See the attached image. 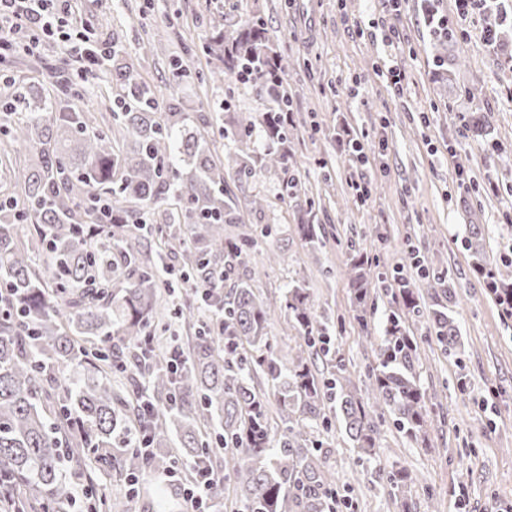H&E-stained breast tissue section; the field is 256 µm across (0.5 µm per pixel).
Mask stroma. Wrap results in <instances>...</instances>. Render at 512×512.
<instances>
[{"instance_id": "35a3bbf8", "label": "stroma", "mask_w": 512, "mask_h": 512, "mask_svg": "<svg viewBox=\"0 0 512 512\" xmlns=\"http://www.w3.org/2000/svg\"><path fill=\"white\" fill-rule=\"evenodd\" d=\"M95 37L125 45L142 78L181 111L207 105L260 122L264 91L234 76L202 85L195 72L219 67L217 56L198 52L213 25L246 17L264 21L277 49L288 54L286 89L297 125L288 141L287 169L264 170L232 183L245 221L226 225L230 235L249 234L251 266L263 269L256 288L278 307L288 285L304 282L318 320L327 327L338 357L364 396L374 353L351 306L347 255L366 251L385 278L373 314L389 308L395 276L440 275L454 290L449 304L461 332L450 350L424 344L420 383L433 398L425 441H412L389 417L377 421L392 460L408 468L407 494L414 512H512V318L473 275L462 246L465 225L489 228L487 252L499 265L512 263V70L499 52L485 49L481 26L458 19L455 0H403L400 12L385 0H71ZM448 18L466 37L457 48L462 66L439 71L430 45L427 9ZM161 38L163 55L138 50L149 36ZM70 44L47 40L32 53L0 59V72L23 83L38 78L52 87L62 72L79 68ZM181 64L189 80L170 87ZM406 79L395 92L386 65ZM484 115L482 131L469 129L472 113ZM358 140L362 158L346 150ZM468 175L458 184L457 171ZM368 182L370 196L357 203L353 182ZM266 198L264 212L250 209ZM320 224L318 248L298 227ZM281 254L269 264V254ZM164 276L174 284L169 307L180 308L171 331L190 351L202 323L212 322L180 273L181 261L164 257ZM267 336L280 354L300 338L287 313L269 324ZM327 458L349 512H398L385 477L362 465L340 421L329 433Z\"/></svg>"}]
</instances>
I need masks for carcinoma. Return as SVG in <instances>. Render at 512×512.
I'll return each instance as SVG.
<instances>
[{
	"mask_svg": "<svg viewBox=\"0 0 512 512\" xmlns=\"http://www.w3.org/2000/svg\"><path fill=\"white\" fill-rule=\"evenodd\" d=\"M439 62L459 65L453 40L429 27ZM214 43L224 52V70L204 77L220 82L240 75L261 86L270 106L264 112V150L257 162L278 168L288 155L291 116L285 90L288 57L278 52L258 19H246ZM121 45L112 55V126L93 123L82 110L61 112L40 84L16 89L0 100V139L15 148L38 147L21 194L0 198V499L14 512H67L72 499L64 485L73 477L63 467L64 451L87 474L121 453L135 473L166 470L177 463L209 466L224 451L225 476L238 490L246 512H327L338 495L324 470L327 442L315 427L339 418L359 459L381 473L375 419L388 414L407 436L418 439L428 419L418 367L422 337L411 334L408 316L428 309L429 332L451 348L458 326L445 296L427 283L425 292L396 279L395 303L381 321L374 346L368 400L349 389L341 363L318 378L315 359L330 353L331 337L318 325L309 295L288 289L285 305L305 347L288 361L271 350L266 329L274 310L256 294L252 278L224 290V276L247 268L249 241L224 237V225L242 224L226 170L251 176L253 123L217 122L205 114L162 111L160 99L126 59ZM231 136L239 153L223 161L206 134ZM185 165L179 169L174 155ZM112 209V223L100 204ZM176 211L188 234L168 243L182 254L181 278L194 290L208 289L209 304L222 321L221 333L196 337L178 372L168 366L164 333L179 310L162 309L163 249L146 250L130 227L149 223L157 209ZM18 224L34 231L22 240ZM488 225H465V245L475 273L497 301L512 295V269L493 264L486 251ZM381 276L368 258L355 253L349 264L354 319L371 332L372 297ZM95 338L98 365L65 384L58 373L88 356ZM265 378L276 388L282 430L272 433L268 400L258 387ZM146 386L158 411L147 422L153 454L147 459L127 447L139 424L136 393ZM401 512L406 471H387ZM87 498L94 512H129L128 498Z\"/></svg>",
	"mask_w": 512,
	"mask_h": 512,
	"instance_id": "carcinoma-1",
	"label": "carcinoma"
}]
</instances>
